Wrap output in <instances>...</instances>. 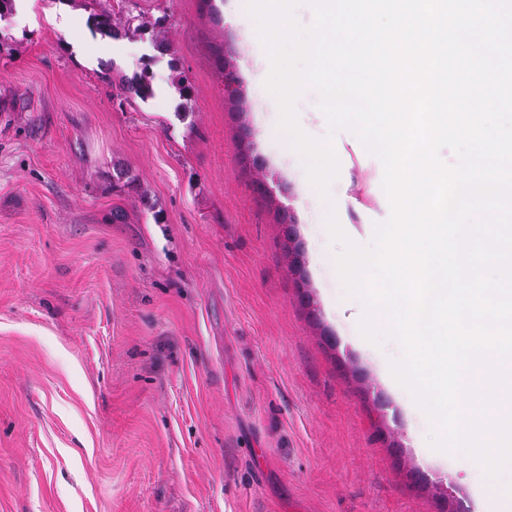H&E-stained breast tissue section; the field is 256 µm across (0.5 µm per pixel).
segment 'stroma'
<instances>
[{"label":"stroma","mask_w":512,"mask_h":512,"mask_svg":"<svg viewBox=\"0 0 512 512\" xmlns=\"http://www.w3.org/2000/svg\"><path fill=\"white\" fill-rule=\"evenodd\" d=\"M38 2L0 23V512H473L382 378L399 345H359L326 206L227 21L245 0ZM145 68L143 100L120 80ZM334 146L369 243L382 165Z\"/></svg>","instance_id":"35a3bbf8"}]
</instances>
